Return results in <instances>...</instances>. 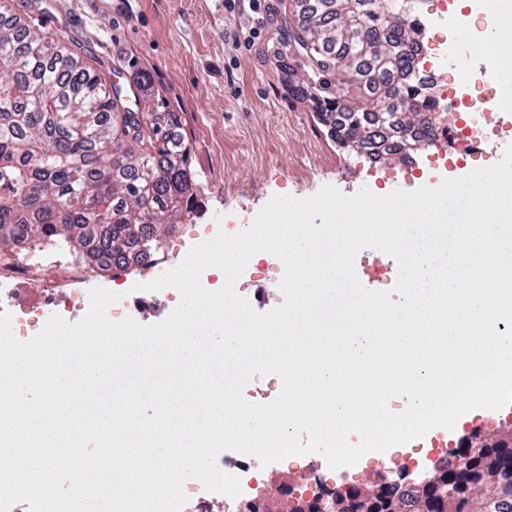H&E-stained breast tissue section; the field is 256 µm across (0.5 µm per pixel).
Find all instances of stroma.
<instances>
[{"mask_svg":"<svg viewBox=\"0 0 512 512\" xmlns=\"http://www.w3.org/2000/svg\"><path fill=\"white\" fill-rule=\"evenodd\" d=\"M282 3L261 0L255 13L229 10L226 0H38L45 29L65 28L88 49V66L127 84L148 80L166 110L181 117L198 209L193 222L164 236L163 260L195 246V225L254 223L276 195L307 198L326 185L348 196L364 187L386 195L434 185L426 177L383 179L381 170L398 168V161L382 160L376 172L365 154L342 151L329 139L277 68L271 13ZM31 260L45 266L27 283L35 295L63 265L88 267L92 287L113 285L114 271L88 263L77 249L47 247ZM431 448L424 436L408 449L369 455L343 482L362 484L390 461L422 459Z\"/></svg>","mask_w":512,"mask_h":512,"instance_id":"35a3bbf8","label":"stroma"}]
</instances>
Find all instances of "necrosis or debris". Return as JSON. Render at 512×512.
I'll use <instances>...</instances> for the list:
<instances>
[{"instance_id":"obj_1","label":"necrosis or debris","mask_w":512,"mask_h":512,"mask_svg":"<svg viewBox=\"0 0 512 512\" xmlns=\"http://www.w3.org/2000/svg\"><path fill=\"white\" fill-rule=\"evenodd\" d=\"M409 13L419 24L409 79L432 92L438 110L452 107L466 112L467 118L461 121L452 117L439 125L434 152L425 161L414 160L398 169V177L406 180L414 179L422 165L438 169L473 160L486 154L491 144L512 137V101H500L490 108L485 98L475 93L490 63L487 40L465 28L452 0H444L438 12L427 15L421 12L418 0H413ZM451 59L456 67L450 74L444 64ZM27 254V248H19L16 263L0 269V312L10 314L13 330H38L54 315L69 322L82 319L89 308V291L78 285L82 271L69 267L53 287L43 290L35 305L21 288L30 271ZM172 299L173 291L168 287L131 292L111 305L107 314L116 322L128 317L136 320ZM217 464L238 478L240 495L232 498L207 491L200 480L190 478L183 484L186 501L181 512H241L243 503L263 493L268 485L264 474L255 469L252 455L226 450L218 455Z\"/></svg>"}]
</instances>
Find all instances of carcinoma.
<instances>
[{"label": "carcinoma", "instance_id": "1", "mask_svg": "<svg viewBox=\"0 0 512 512\" xmlns=\"http://www.w3.org/2000/svg\"><path fill=\"white\" fill-rule=\"evenodd\" d=\"M281 19L280 68L341 148L391 140L404 159L430 140L411 68L417 29L399 0H295ZM65 31L21 22L0 0V249L32 240L78 246L90 262L159 251L160 233L194 214V173L178 113L159 123L140 85L108 83ZM423 474L377 471L325 507L264 497L245 512H512V429L449 451Z\"/></svg>", "mask_w": 512, "mask_h": 512}]
</instances>
